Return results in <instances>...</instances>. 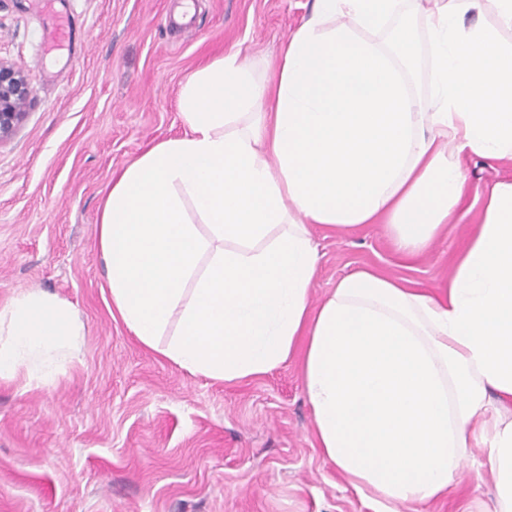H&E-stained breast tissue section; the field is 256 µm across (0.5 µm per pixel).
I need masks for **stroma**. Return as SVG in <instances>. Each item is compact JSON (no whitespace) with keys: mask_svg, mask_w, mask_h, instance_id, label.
<instances>
[{"mask_svg":"<svg viewBox=\"0 0 512 512\" xmlns=\"http://www.w3.org/2000/svg\"><path fill=\"white\" fill-rule=\"evenodd\" d=\"M0 0V59L33 94L0 141V305L26 288L69 301L85 336L44 382L0 380V512H493L494 478L470 449L446 496L384 506L322 454L298 361L224 382L189 374L112 316L97 224L113 178L183 136L182 84L216 55L264 66L313 0ZM69 41L56 38L61 23ZM455 224L401 254L383 225L314 227L320 302L359 269L434 287L512 167L475 157Z\"/></svg>","mask_w":512,"mask_h":512,"instance_id":"1","label":"stroma"}]
</instances>
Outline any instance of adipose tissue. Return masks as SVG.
Instances as JSON below:
<instances>
[{
	"label": "adipose tissue",
	"instance_id": "obj_1",
	"mask_svg": "<svg viewBox=\"0 0 512 512\" xmlns=\"http://www.w3.org/2000/svg\"><path fill=\"white\" fill-rule=\"evenodd\" d=\"M487 4L496 26L465 27ZM503 28L512 0H314L271 73L235 55L192 73L186 133L125 167L100 210L112 311L129 332L218 381L299 360L324 455L387 503L447 493L476 446L495 512H512V182L486 196L430 290L360 270L312 303L311 229L381 224L420 253L462 201L469 156L512 164ZM83 336L71 303L18 292L0 307V379L44 375Z\"/></svg>",
	"mask_w": 512,
	"mask_h": 512
}]
</instances>
